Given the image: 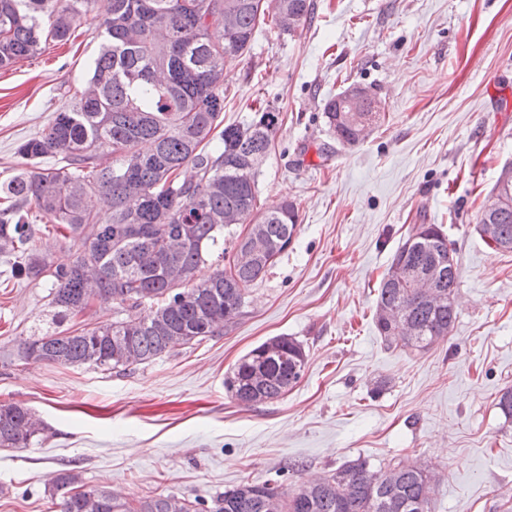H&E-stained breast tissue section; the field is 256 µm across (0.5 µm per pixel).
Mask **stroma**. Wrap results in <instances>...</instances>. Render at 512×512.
<instances>
[{"label":"stroma","instance_id":"35a3bbf8","mask_svg":"<svg viewBox=\"0 0 512 512\" xmlns=\"http://www.w3.org/2000/svg\"><path fill=\"white\" fill-rule=\"evenodd\" d=\"M313 4L294 34L260 26L224 78L225 123L280 112L256 185L261 210L296 204L292 244L220 336L121 373L0 365V403L28 406L46 428L29 447H0V512H53L60 469L131 502L163 490L208 501L244 479L275 476L290 491L360 456L429 464L433 512H512V419L496 406L512 387V252L475 230L512 164V0ZM100 20L89 13L67 43L0 70V181L84 81ZM353 83L376 93L381 120L336 145L324 103ZM418 224L455 244L458 315L448 337L405 352L387 348L372 316ZM48 292L0 281V353L50 321ZM274 336L303 345V376L277 400L243 405L224 378Z\"/></svg>","mask_w":512,"mask_h":512}]
</instances>
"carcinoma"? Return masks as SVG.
<instances>
[{
	"label": "carcinoma",
	"instance_id": "1",
	"mask_svg": "<svg viewBox=\"0 0 512 512\" xmlns=\"http://www.w3.org/2000/svg\"><path fill=\"white\" fill-rule=\"evenodd\" d=\"M263 0H0V69L65 43L82 17L103 6L95 30L98 50L83 86L54 112L17 153L30 164L0 183V256L16 272L50 285L48 326L14 339L16 355L34 363L126 370L177 345L222 334L243 313L250 287L263 280L297 233L296 205L257 208V167L274 139L279 117L271 108L249 123L223 125L224 70L251 48L265 22ZM311 0H281L271 17L278 35L292 34L288 14L305 25ZM342 95L325 101L328 130L342 146L358 143ZM111 162L104 166L101 159ZM46 159L54 164L43 168ZM498 208L481 210L476 231L494 226L486 244L512 251V178L497 181ZM102 196L108 208L91 206ZM253 214L249 236L224 232L231 214ZM76 248L73 262L53 265L43 239ZM214 266L205 279L204 264ZM456 249L435 224H421L395 251L378 289L376 330L391 345L400 311L415 329L400 341L423 350L445 338L457 319ZM110 296L123 317L92 326L64 327ZM301 343L275 336L250 350L224 380L244 405L282 397L302 377ZM44 425L22 404H0V447L25 448ZM83 485L74 469L51 485L55 512H208L206 502L161 492L137 504L105 486ZM434 474L416 461L375 470L350 460L319 482L291 493L277 481H242L213 499V512H432Z\"/></svg>",
	"mask_w": 512,
	"mask_h": 512
}]
</instances>
